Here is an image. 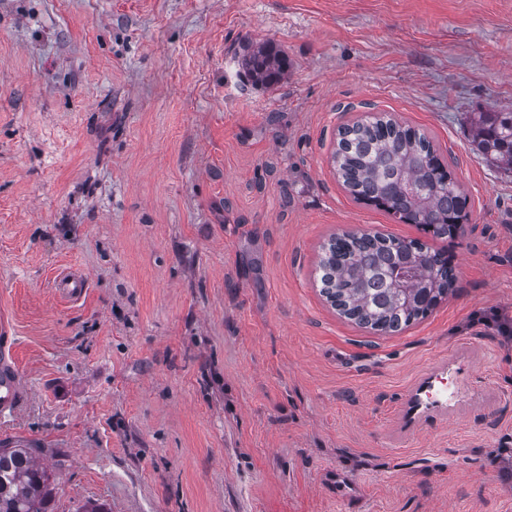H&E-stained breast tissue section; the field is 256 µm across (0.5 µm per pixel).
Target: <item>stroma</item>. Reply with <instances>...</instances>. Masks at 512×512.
I'll return each mask as SVG.
<instances>
[{"mask_svg":"<svg viewBox=\"0 0 512 512\" xmlns=\"http://www.w3.org/2000/svg\"><path fill=\"white\" fill-rule=\"evenodd\" d=\"M511 109L512 0H0V438L63 457L50 512H512V170L472 142ZM370 113L466 199L452 292L386 334L317 280L333 234L423 236L336 175ZM247 52L242 67L252 84L271 87L287 74L288 60L271 42H253ZM25 396L21 376L5 356L0 359V412H17Z\"/></svg>","mask_w":512,"mask_h":512,"instance_id":"35a3bbf8","label":"stroma"}]
</instances>
